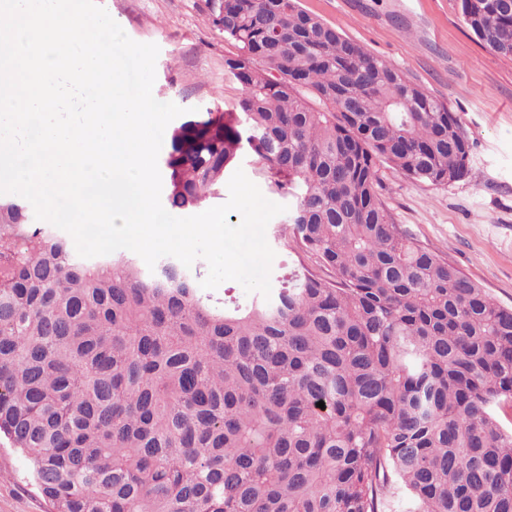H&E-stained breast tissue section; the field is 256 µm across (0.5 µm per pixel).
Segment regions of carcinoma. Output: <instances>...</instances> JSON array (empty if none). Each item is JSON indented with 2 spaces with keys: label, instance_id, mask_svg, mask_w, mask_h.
<instances>
[{
  "label": "carcinoma",
  "instance_id": "carcinoma-1",
  "mask_svg": "<svg viewBox=\"0 0 512 512\" xmlns=\"http://www.w3.org/2000/svg\"><path fill=\"white\" fill-rule=\"evenodd\" d=\"M242 87L173 129L171 207L244 153L293 201L270 299L79 256L0 197V435L49 512H512V308L394 223L388 166L470 174L447 105L300 0H207ZM512 57V0H461ZM324 402L325 408L317 407Z\"/></svg>",
  "mask_w": 512,
  "mask_h": 512
}]
</instances>
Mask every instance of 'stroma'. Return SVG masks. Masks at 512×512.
Returning a JSON list of instances; mask_svg holds the SVG:
<instances>
[{
    "label": "stroma",
    "instance_id": "35a3bbf8",
    "mask_svg": "<svg viewBox=\"0 0 512 512\" xmlns=\"http://www.w3.org/2000/svg\"><path fill=\"white\" fill-rule=\"evenodd\" d=\"M132 40L159 48L153 96L198 112L232 110L241 87L224 73L232 47L207 21L206 0H99ZM386 60L459 117L471 172L427 186L381 168L394 223L512 307V57L485 48L458 0H300ZM24 457L0 441V512H46Z\"/></svg>",
    "mask_w": 512,
    "mask_h": 512
}]
</instances>
